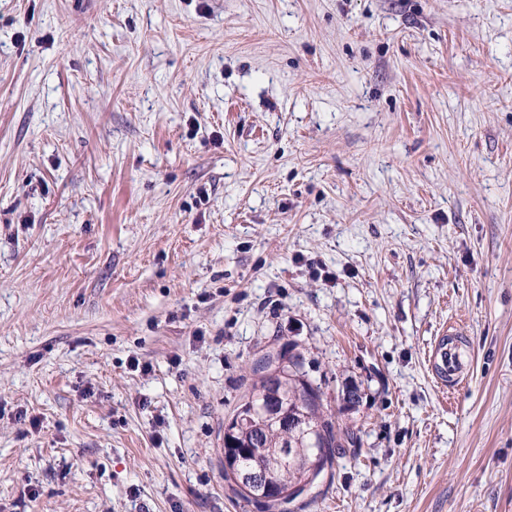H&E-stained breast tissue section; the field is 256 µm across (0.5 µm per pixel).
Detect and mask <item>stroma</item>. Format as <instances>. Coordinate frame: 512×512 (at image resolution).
Masks as SVG:
<instances>
[{
    "label": "stroma",
    "mask_w": 512,
    "mask_h": 512,
    "mask_svg": "<svg viewBox=\"0 0 512 512\" xmlns=\"http://www.w3.org/2000/svg\"><path fill=\"white\" fill-rule=\"evenodd\" d=\"M271 347L355 437L285 512H512V0H0V512H265ZM444 339L436 347V363L438 377L443 383L455 384L463 373V360L461 353L462 341L456 332H446Z\"/></svg>",
    "instance_id": "obj_1"
}]
</instances>
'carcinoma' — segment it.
Instances as JSON below:
<instances>
[{"mask_svg": "<svg viewBox=\"0 0 512 512\" xmlns=\"http://www.w3.org/2000/svg\"><path fill=\"white\" fill-rule=\"evenodd\" d=\"M268 356L266 352L252 363L254 382L248 399L256 406L276 397L288 402V424L258 420L254 428L239 429L225 436L224 450L235 457L241 468L260 463L271 465L272 481L278 489L311 483L320 476L326 463L343 452L342 437L323 410L318 389L304 378L300 357L288 358L277 387L270 389L264 374ZM257 440L267 450V456L260 460L245 453Z\"/></svg>", "mask_w": 512, "mask_h": 512, "instance_id": "cac0c4a2", "label": "carcinoma"}]
</instances>
